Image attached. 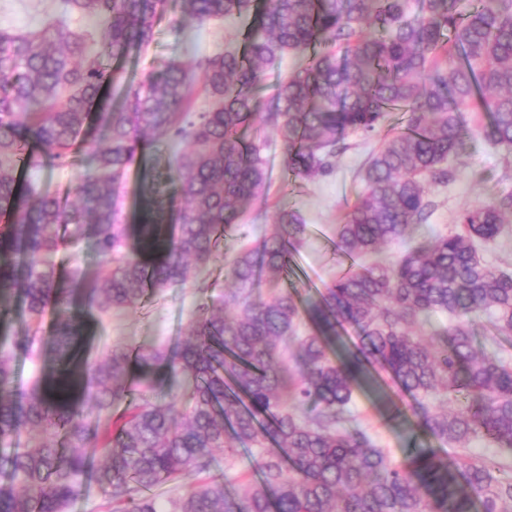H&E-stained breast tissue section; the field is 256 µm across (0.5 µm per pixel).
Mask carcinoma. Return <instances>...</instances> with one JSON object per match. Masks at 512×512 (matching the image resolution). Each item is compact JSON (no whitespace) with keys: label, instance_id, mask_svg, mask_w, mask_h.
Returning a JSON list of instances; mask_svg holds the SVG:
<instances>
[{"label":"carcinoma","instance_id":"1","mask_svg":"<svg viewBox=\"0 0 512 512\" xmlns=\"http://www.w3.org/2000/svg\"><path fill=\"white\" fill-rule=\"evenodd\" d=\"M170 0H59L40 33L0 29V305L22 295L28 320L19 343L33 349L53 311L58 351L81 325L73 290L45 256L93 232L100 272L81 292L107 313L182 286L187 263H207L248 206L270 184L255 139L259 125L281 141L285 170L309 181L329 174L350 132L375 133L389 113L402 126L375 152L364 190L338 224L336 254L351 260L398 242L393 259L354 263L301 303L281 285L306 234L293 210L275 231L227 263L235 291L192 313L191 339L176 347L114 346L92 368L99 418L73 404L68 377H43L17 396L13 352L0 347V512H65L93 476L116 512H162L150 490L209 471L214 450L246 445L258 477L241 489L212 478L172 501V512H512V359L478 350L474 324L512 336V270L481 252L512 223V195L461 209L457 229L426 231L432 184L463 151L461 114L481 112L486 142L512 155V0H179L170 25H204L254 12L242 46L196 61H168L162 76L129 84L107 117L109 145L84 153L92 172L76 187L80 205L21 191L19 166L42 157L77 161L79 138L112 65L149 46ZM74 13L103 31L68 26ZM288 54L299 66L259 90ZM202 81L209 106L195 109ZM187 146L156 180L127 246L118 200L127 169L153 143ZM184 206L165 234L167 184ZM64 228L66 235L58 233ZM274 297L255 295L262 283ZM448 324L425 332L430 316ZM309 321L311 329L300 327ZM359 328L345 343L340 331ZM139 369L132 377V367ZM387 373L417 403L413 446L399 460L375 446L352 410L354 389ZM180 381L165 404L150 394ZM433 438L452 458L419 443ZM492 445L469 454L473 439ZM106 463L90 470L93 456Z\"/></svg>","mask_w":512,"mask_h":512}]
</instances>
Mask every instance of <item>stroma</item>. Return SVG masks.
<instances>
[{
  "instance_id": "1",
  "label": "stroma",
  "mask_w": 512,
  "mask_h": 512,
  "mask_svg": "<svg viewBox=\"0 0 512 512\" xmlns=\"http://www.w3.org/2000/svg\"><path fill=\"white\" fill-rule=\"evenodd\" d=\"M57 4L58 0H0V27L22 31L40 29L56 14ZM249 23L246 17L230 18L178 32L168 22H161L149 48L133 54L123 63L118 83L101 94L91 117L87 141L92 146H102L106 114L122 105L124 84L140 81L166 60L176 59L190 66L197 59L234 49L240 45L241 33ZM400 118V113L393 112L372 135H348V148L337 157L334 170L305 182L288 177L280 140L275 135H266L262 154L271 171V184L266 195L248 208L239 226L225 238L209 263L191 265L192 281L203 279L212 283L211 294L215 297L231 292L233 285L225 270L226 255L244 246H254L265 234L271 233L280 211L292 209L302 216L307 231L290 263L288 282L297 287L304 299L330 285L346 266L345 261L333 254L335 228L364 188L359 179L360 171L386 137L399 128ZM178 152V147L156 143L147 150L143 161L129 168L124 182V215L128 223L140 224L148 198L146 185L150 174L166 171ZM447 166L452 172L451 180L430 190L434 203L428 224L431 233L451 231L458 212L464 207L478 206L512 194V158H506L504 151L492 147L482 138L468 140L464 152L449 158ZM87 173V165L79 160L66 168L44 167L34 173L33 178L41 192L72 203L76 200L74 188ZM50 260L63 278L76 268L90 279L101 268L95 241L90 237L85 238L78 248H59ZM200 301V294L190 285L177 286L168 289L163 296L146 300L138 308L116 311L102 318L87 299L73 296L74 308L83 313L81 355L93 364L107 348L115 345H178L189 339L191 313ZM391 399L396 400L402 411H410L411 400L397 398L394 383L385 376L357 389L353 405L361 427L375 445L398 456L411 439L402 426L388 420L384 405Z\"/></svg>"
}]
</instances>
